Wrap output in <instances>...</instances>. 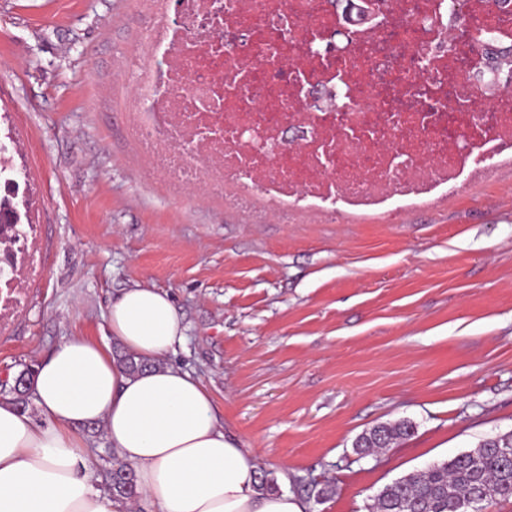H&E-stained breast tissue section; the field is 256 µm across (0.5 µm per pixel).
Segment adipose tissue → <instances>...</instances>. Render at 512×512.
Returning <instances> with one entry per match:
<instances>
[{
  "mask_svg": "<svg viewBox=\"0 0 512 512\" xmlns=\"http://www.w3.org/2000/svg\"><path fill=\"white\" fill-rule=\"evenodd\" d=\"M107 323L145 369L127 373L83 336L38 363L37 415L0 401V512H118L94 482L90 446L77 432L86 424L102 425L154 512H306L296 496L263 489L256 458L225 429L206 388L168 363L185 333L167 293L124 289Z\"/></svg>",
  "mask_w": 512,
  "mask_h": 512,
  "instance_id": "obj_1",
  "label": "adipose tissue"
}]
</instances>
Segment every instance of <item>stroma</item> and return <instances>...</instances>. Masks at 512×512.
<instances>
[{
  "label": "stroma",
  "instance_id": "obj_1",
  "mask_svg": "<svg viewBox=\"0 0 512 512\" xmlns=\"http://www.w3.org/2000/svg\"><path fill=\"white\" fill-rule=\"evenodd\" d=\"M146 0H0V137L39 226L41 277L0 331V381L167 293L225 428L308 512H374L386 485L512 433V171L391 219L294 222L176 191L124 100ZM407 420L365 458L356 438Z\"/></svg>",
  "mask_w": 512,
  "mask_h": 512
}]
</instances>
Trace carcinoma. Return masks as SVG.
Instances as JSON below:
<instances>
[{
    "instance_id": "1",
    "label": "carcinoma",
    "mask_w": 512,
    "mask_h": 512,
    "mask_svg": "<svg viewBox=\"0 0 512 512\" xmlns=\"http://www.w3.org/2000/svg\"><path fill=\"white\" fill-rule=\"evenodd\" d=\"M484 53L500 76L512 67V45L486 44ZM413 426L402 421L393 426H379L357 437L355 452L360 457L372 448H386L407 437ZM512 434L482 441L474 450L438 462L427 470L410 474L387 486L377 495L376 512H456L461 501L471 502L470 512H483L484 504L512 498ZM111 466L105 469V480L112 497L132 499L136 495L133 470L114 453H109Z\"/></svg>"
}]
</instances>
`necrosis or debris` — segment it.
I'll return each instance as SVG.
<instances>
[{
    "mask_svg": "<svg viewBox=\"0 0 512 512\" xmlns=\"http://www.w3.org/2000/svg\"><path fill=\"white\" fill-rule=\"evenodd\" d=\"M127 98L172 185L296 217L436 204L512 169V90L482 93L449 7L512 42V0H377L345 49L331 0H174ZM36 225L0 226V330L42 273Z\"/></svg>",
    "mask_w": 512,
    "mask_h": 512,
    "instance_id": "1",
    "label": "necrosis or debris"
}]
</instances>
